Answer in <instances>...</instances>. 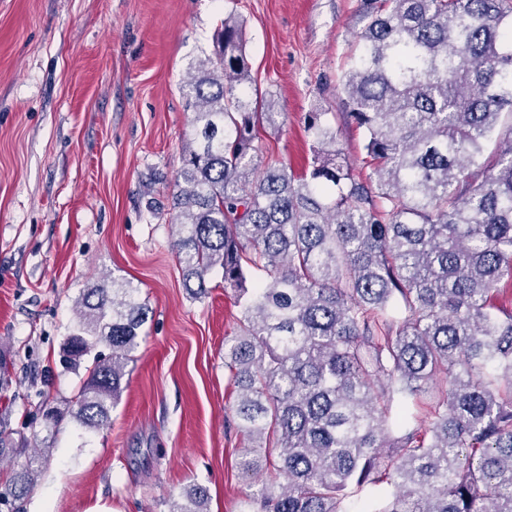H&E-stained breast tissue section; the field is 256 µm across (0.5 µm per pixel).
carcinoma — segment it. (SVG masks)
<instances>
[{
  "label": "carcinoma",
  "instance_id": "cac0c4a2",
  "mask_svg": "<svg viewBox=\"0 0 512 512\" xmlns=\"http://www.w3.org/2000/svg\"><path fill=\"white\" fill-rule=\"evenodd\" d=\"M360 14L336 121L361 133L364 173L323 112L305 117V173L263 156L283 113L247 92L232 15L186 85L177 259L191 297L214 272L234 293L224 365L254 442L239 468L268 474L238 512H348L367 492L365 512H512V309L493 302L512 287V0H360ZM138 292L114 278L79 296L62 361L91 364L65 408L40 392L49 429L106 425L149 318ZM411 398L426 419L408 421ZM13 435L1 416L0 463L26 464L0 506L24 512L51 446ZM208 499L196 486L170 512Z\"/></svg>",
  "mask_w": 512,
  "mask_h": 512
}]
</instances>
